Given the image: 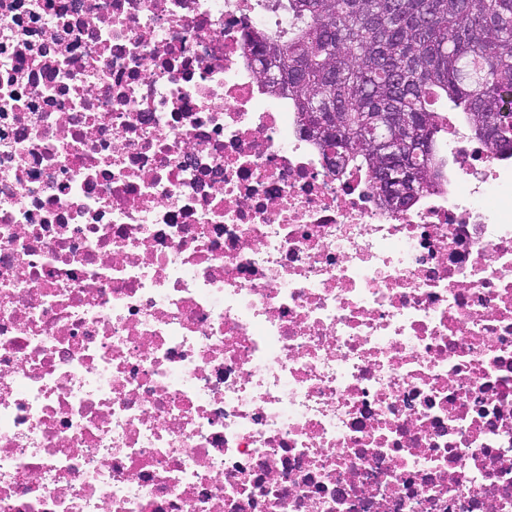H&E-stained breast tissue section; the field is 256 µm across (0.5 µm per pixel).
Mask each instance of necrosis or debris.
Here are the masks:
<instances>
[{
  "instance_id": "4bbe7bcc",
  "label": "necrosis or debris",
  "mask_w": 512,
  "mask_h": 512,
  "mask_svg": "<svg viewBox=\"0 0 512 512\" xmlns=\"http://www.w3.org/2000/svg\"><path fill=\"white\" fill-rule=\"evenodd\" d=\"M266 0H0V512H512V159L406 211L251 54Z\"/></svg>"
}]
</instances>
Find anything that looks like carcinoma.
I'll return each mask as SVG.
<instances>
[{
  "label": "carcinoma",
  "instance_id": "carcinoma-1",
  "mask_svg": "<svg viewBox=\"0 0 512 512\" xmlns=\"http://www.w3.org/2000/svg\"><path fill=\"white\" fill-rule=\"evenodd\" d=\"M292 19L251 39L262 72L292 101L305 127L336 113V140L349 167L375 172L381 162L366 128L389 119L402 140H425L392 158L422 194L448 167L437 136L444 99L478 138L495 134L512 157V0H271Z\"/></svg>",
  "mask_w": 512,
  "mask_h": 512
}]
</instances>
